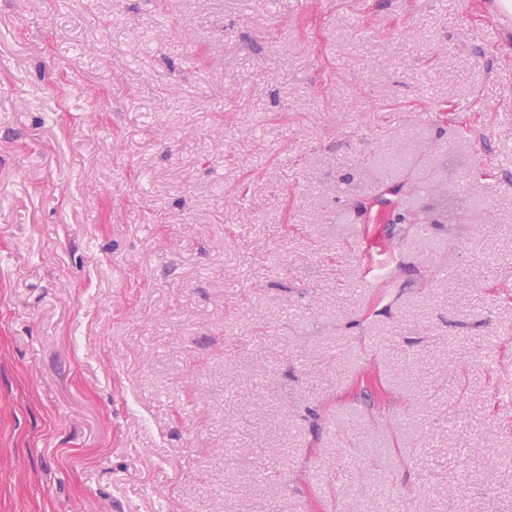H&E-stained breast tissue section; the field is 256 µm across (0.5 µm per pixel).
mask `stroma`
Returning <instances> with one entry per match:
<instances>
[{"label": "stroma", "mask_w": 512, "mask_h": 512, "mask_svg": "<svg viewBox=\"0 0 512 512\" xmlns=\"http://www.w3.org/2000/svg\"><path fill=\"white\" fill-rule=\"evenodd\" d=\"M0 512H512V27L0 0Z\"/></svg>", "instance_id": "1"}]
</instances>
